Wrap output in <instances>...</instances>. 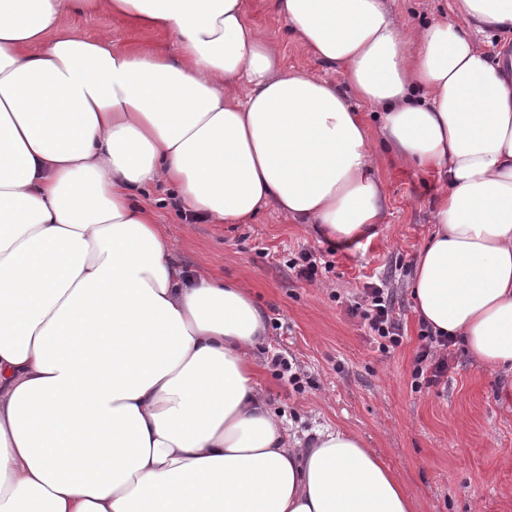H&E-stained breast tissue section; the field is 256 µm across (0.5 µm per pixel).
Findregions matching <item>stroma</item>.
Returning a JSON list of instances; mask_svg holds the SVG:
<instances>
[{
    "instance_id": "1",
    "label": "stroma",
    "mask_w": 512,
    "mask_h": 512,
    "mask_svg": "<svg viewBox=\"0 0 512 512\" xmlns=\"http://www.w3.org/2000/svg\"><path fill=\"white\" fill-rule=\"evenodd\" d=\"M246 4L250 24L286 67L343 83L339 71L300 47L273 0ZM73 26L121 49L175 52L170 37L141 19L100 12L75 17ZM373 148L383 220L375 237L350 245L335 246L313 225L292 223L271 207L246 224L191 223L166 185L148 193L180 264L243 284L274 321L256 353L254 381L286 424L300 433L337 427L358 436L403 484L414 512H512V377L484 370L459 346L438 386H411L420 327L409 285L434 230L438 176L408 164L381 139ZM304 250L332 251L333 269L310 282L298 278L288 261ZM378 279L394 290L404 334L388 355L348 312L363 286ZM276 353L292 363L298 383L269 365Z\"/></svg>"
}]
</instances>
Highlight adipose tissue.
<instances>
[{
  "label": "adipose tissue",
  "instance_id": "obj_1",
  "mask_svg": "<svg viewBox=\"0 0 512 512\" xmlns=\"http://www.w3.org/2000/svg\"><path fill=\"white\" fill-rule=\"evenodd\" d=\"M338 85L285 70L246 0H0V512H412L342 430L290 436L252 382L266 321L185 275L135 193L243 224L267 205L349 244L382 220L368 126L445 184L420 318L512 372V0L398 22L386 0H275ZM148 21L175 56L69 32Z\"/></svg>",
  "mask_w": 512,
  "mask_h": 512
}]
</instances>
